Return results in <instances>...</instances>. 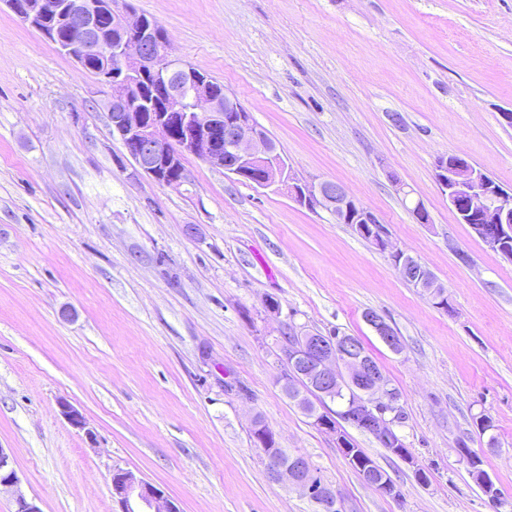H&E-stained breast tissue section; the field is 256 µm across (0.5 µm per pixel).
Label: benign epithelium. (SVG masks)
Returning a JSON list of instances; mask_svg holds the SVG:
<instances>
[{"mask_svg": "<svg viewBox=\"0 0 512 512\" xmlns=\"http://www.w3.org/2000/svg\"><path fill=\"white\" fill-rule=\"evenodd\" d=\"M3 4L82 68L94 61L97 78L111 91L106 107L112 135L120 138L137 169L155 181L167 186L184 183L182 155L188 151L256 187L280 183L296 203L310 210L324 209L338 224L376 223L342 184H314L293 177L251 114L206 74L170 58L162 31L128 5L116 6L111 0H3ZM437 178L460 223L482 225L480 238L512 260V191L460 154L439 160ZM396 267L403 274H416L421 284L429 276V269L409 254H399ZM365 321L394 349L391 326L382 315L369 313ZM291 351L290 363L304 367L300 376L309 386L328 392L355 388L362 396L354 405L359 422L390 439V419L379 406L395 408L397 401L386 392L382 369L374 366L354 338L329 342L309 335ZM58 406L72 426L84 428L78 409L66 400ZM302 470L301 463L288 467L276 462L268 476L289 482L321 512L339 508L336 493L314 478L301 476ZM19 482L10 455L0 448V490ZM111 488L121 512H181L161 489L130 470H114Z\"/></svg>", "mask_w": 512, "mask_h": 512, "instance_id": "1", "label": "benign epithelium"}]
</instances>
